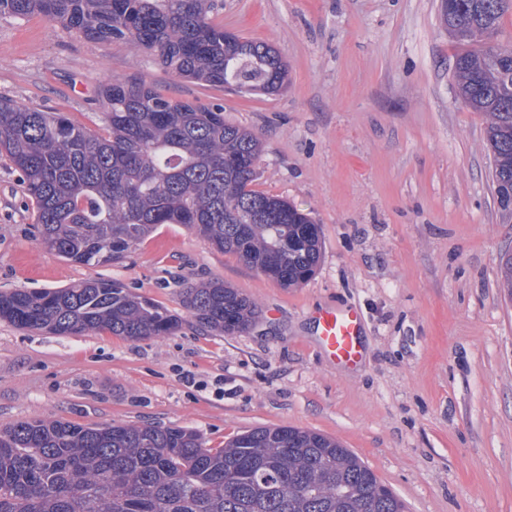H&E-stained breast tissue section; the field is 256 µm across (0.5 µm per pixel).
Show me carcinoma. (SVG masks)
Here are the masks:
<instances>
[{
	"mask_svg": "<svg viewBox=\"0 0 512 512\" xmlns=\"http://www.w3.org/2000/svg\"><path fill=\"white\" fill-rule=\"evenodd\" d=\"M212 0H0V15L41 14L77 35L150 51L176 75L223 87L243 78L279 91L287 76L268 44L224 32ZM512 0H450L453 78L462 104L488 117L491 183L512 217ZM92 131L69 118L0 103V156L23 176L42 242L83 265L121 261L159 224H183L285 287L315 273L319 225L288 201L251 188L262 150L221 107L161 95L140 79L99 90ZM182 306L218 334L247 330L255 303L222 281L190 284ZM0 320L58 336L102 331L137 341L179 319L121 284L0 293ZM0 512H405L352 450L328 436L263 427L206 448L186 427H84L33 419L0 429Z\"/></svg>",
	"mask_w": 512,
	"mask_h": 512,
	"instance_id": "obj_1",
	"label": "carcinoma"
}]
</instances>
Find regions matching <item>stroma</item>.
<instances>
[{
    "label": "stroma",
    "instance_id": "stroma-1",
    "mask_svg": "<svg viewBox=\"0 0 512 512\" xmlns=\"http://www.w3.org/2000/svg\"><path fill=\"white\" fill-rule=\"evenodd\" d=\"M214 4L225 31L277 49L288 67L280 91L208 86L124 43L2 15L0 100L92 130L99 88L115 78L223 106L262 142L254 189L320 225L314 276L283 287L180 224L158 225L114 264L68 261L42 243L22 177L0 156V292L110 279L181 320L139 341L0 321V428L185 426L220 448L293 426L351 448L407 512H512V297L499 266L512 223L491 193L488 119L456 96L439 0ZM216 280L257 303L248 330L212 333L183 308L186 284ZM329 308L363 318L355 366L322 348Z\"/></svg>",
    "mask_w": 512,
    "mask_h": 512
}]
</instances>
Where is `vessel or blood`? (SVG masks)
<instances>
[{
	"instance_id": "1",
	"label": "vessel or blood",
	"mask_w": 512,
	"mask_h": 512,
	"mask_svg": "<svg viewBox=\"0 0 512 512\" xmlns=\"http://www.w3.org/2000/svg\"><path fill=\"white\" fill-rule=\"evenodd\" d=\"M320 338L325 352L348 365L363 357L361 317L352 309H326L319 315Z\"/></svg>"
}]
</instances>
